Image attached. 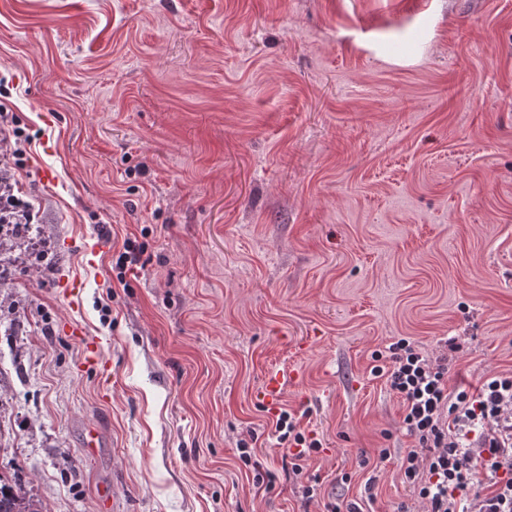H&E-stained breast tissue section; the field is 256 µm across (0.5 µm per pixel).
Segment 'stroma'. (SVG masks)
I'll return each instance as SVG.
<instances>
[{"label": "stroma", "instance_id": "stroma-1", "mask_svg": "<svg viewBox=\"0 0 512 512\" xmlns=\"http://www.w3.org/2000/svg\"><path fill=\"white\" fill-rule=\"evenodd\" d=\"M0 103L41 229L0 270V476L44 512H399L375 352L512 371V0H0ZM298 380L297 370L285 366L272 368L265 373L255 397L270 413H274L278 410L287 387L297 385ZM275 432L279 434L277 438L282 442L293 441L296 446L306 443V437L301 431H297L296 423L290 413L282 412L279 415L275 424Z\"/></svg>", "mask_w": 512, "mask_h": 512}]
</instances>
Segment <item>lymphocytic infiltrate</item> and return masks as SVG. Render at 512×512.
I'll list each match as a JSON object with an SVG mask.
<instances>
[{
	"label": "lymphocytic infiltrate",
	"mask_w": 512,
	"mask_h": 512,
	"mask_svg": "<svg viewBox=\"0 0 512 512\" xmlns=\"http://www.w3.org/2000/svg\"><path fill=\"white\" fill-rule=\"evenodd\" d=\"M388 351L386 380L414 440L399 472L420 512H512V373L452 390L447 357H431L406 337Z\"/></svg>",
	"instance_id": "f902f5d3"
}]
</instances>
